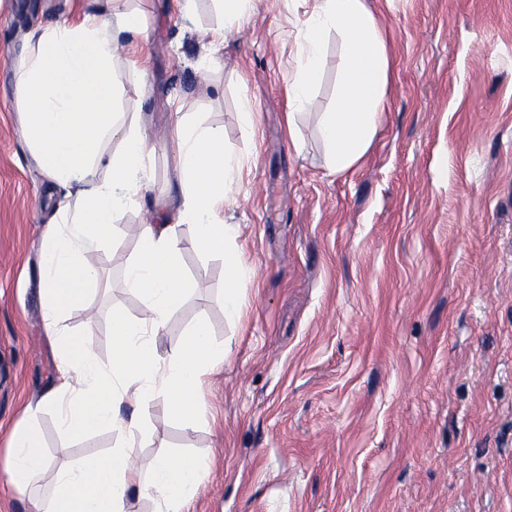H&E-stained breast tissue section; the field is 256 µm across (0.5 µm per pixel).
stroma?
I'll return each mask as SVG.
<instances>
[{
	"label": "stroma",
	"instance_id": "stroma-1",
	"mask_svg": "<svg viewBox=\"0 0 512 512\" xmlns=\"http://www.w3.org/2000/svg\"><path fill=\"white\" fill-rule=\"evenodd\" d=\"M393 60L377 133L361 166L339 174L320 135L344 72L324 39L309 101L286 127L309 0H253L252 19L216 61L200 36L223 24L217 0H129L146 19L135 42L146 75L117 69L116 106L162 142L177 104L221 128L240 162L224 220L254 269L238 323L224 317V262L193 249L192 283L159 339L170 355L197 319L229 352L203 390L206 417L142 411L126 442L102 429L64 434L53 410L34 425L53 467L89 454L208 453L189 512H512V0H366ZM96 0H0V457L59 378L45 331L40 244L69 222L21 135L16 78L27 35L96 12ZM253 127L240 117L242 101ZM170 153L157 151L141 194L114 216L96 253L102 286L59 322L91 331L101 366L112 314L144 304L123 282L136 228L176 222ZM182 237L193 228L177 224Z\"/></svg>",
	"mask_w": 512,
	"mask_h": 512
}]
</instances>
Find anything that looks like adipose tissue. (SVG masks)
<instances>
[{"label": "adipose tissue", "mask_w": 512, "mask_h": 512, "mask_svg": "<svg viewBox=\"0 0 512 512\" xmlns=\"http://www.w3.org/2000/svg\"><path fill=\"white\" fill-rule=\"evenodd\" d=\"M99 10L81 14L43 30L28 46L19 73L18 107L21 134L33 161L52 182L73 188L69 231L48 229L42 245V303L48 336L59 353L57 385L30 407V414L55 409L61 427L73 436L99 428H120L128 441L142 433L141 412L154 399L185 419L203 416L201 393L226 355L211 338L208 323L195 321L178 351L159 354V338L171 314L191 294L180 264L184 246L224 260V316L241 318V284L252 270L235 249L241 228L224 221V203L240 175L224 150L222 130L181 113L164 144L177 162L181 203L178 223L192 225L182 240L178 224L156 220L140 225L138 255L127 267L125 285L144 304L140 318L112 315V362L102 368L94 360L86 334H61L59 318L83 305L99 285V269L91 255L112 236L115 213L131 203L145 181L155 145L142 120L123 123L113 103L117 68L142 70L127 43L143 30L144 20L127 0H98ZM302 65L288 80V117L308 100L322 58L323 37L336 32L346 54L336 106L325 113L321 135L330 164L345 173L358 167L370 149L390 81L391 58L366 0H313L305 21ZM119 140L109 154L105 145ZM104 167L103 181L91 179ZM211 462L159 451L147 463L134 465L122 451L93 455L73 467L53 469L34 427L17 429L8 461L0 475L17 491L52 473L43 498L31 512H125L130 495L156 500L159 512H187L204 484Z\"/></svg>", "instance_id": "ef3b65f1"}]
</instances>
